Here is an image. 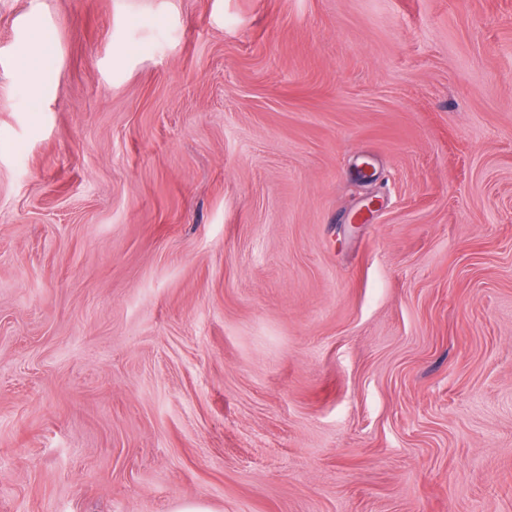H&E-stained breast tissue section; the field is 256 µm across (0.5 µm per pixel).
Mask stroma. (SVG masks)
I'll return each mask as SVG.
<instances>
[{
    "mask_svg": "<svg viewBox=\"0 0 512 512\" xmlns=\"http://www.w3.org/2000/svg\"><path fill=\"white\" fill-rule=\"evenodd\" d=\"M187 501L512 512V0H0V512Z\"/></svg>",
    "mask_w": 512,
    "mask_h": 512,
    "instance_id": "obj_1",
    "label": "stroma"
}]
</instances>
